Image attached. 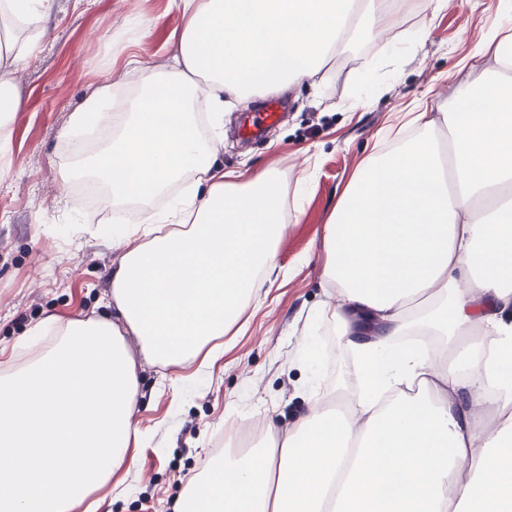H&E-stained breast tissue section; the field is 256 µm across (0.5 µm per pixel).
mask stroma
I'll list each match as a JSON object with an SVG mask.
<instances>
[{
	"label": "stroma",
	"instance_id": "35a3bbf8",
	"mask_svg": "<svg viewBox=\"0 0 512 512\" xmlns=\"http://www.w3.org/2000/svg\"><path fill=\"white\" fill-rule=\"evenodd\" d=\"M497 0H447L432 12L413 0L396 13L377 55L339 52L323 80L278 94L275 121L248 140L266 98L236 103L224 115L219 166L250 179L268 168L283 179L289 228L280 240L277 279L261 281L218 356L181 382L174 366L137 359L143 438L120 470L127 491L95 494L91 512H174L188 481L216 457L218 438L252 423L290 424L309 409L310 337L325 348V381H349L354 358L329 347L330 320L313 317L335 302L322 278L325 226L353 172L396 113L424 95L447 98L458 63L497 24ZM53 32L17 74L21 105L10 125L8 173L0 179V347L11 346L45 315H112L110 275L122 250L113 223L139 221V207L89 210L72 171L80 157L62 136L97 86L111 85L112 133L138 91L132 62L165 64L183 28L174 0H55Z\"/></svg>",
	"mask_w": 512,
	"mask_h": 512
}]
</instances>
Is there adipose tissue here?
Listing matches in <instances>:
<instances>
[{
    "instance_id": "1",
    "label": "adipose tissue",
    "mask_w": 512,
    "mask_h": 512,
    "mask_svg": "<svg viewBox=\"0 0 512 512\" xmlns=\"http://www.w3.org/2000/svg\"><path fill=\"white\" fill-rule=\"evenodd\" d=\"M54 0H0V176L20 105L18 65L47 34ZM172 69L139 72L122 132L84 159L112 197L146 201L185 176L161 225L117 224L112 318H44L34 355L0 370V512H74L140 438L136 362L219 353L259 280L279 272L288 229L281 176L242 181L196 133L231 100L317 76L392 0H178ZM387 148L362 160L326 224L328 315L357 361V388L245 455L192 477L180 512H512V27L484 33L448 99L414 100ZM421 334L445 352L401 344Z\"/></svg>"
}]
</instances>
